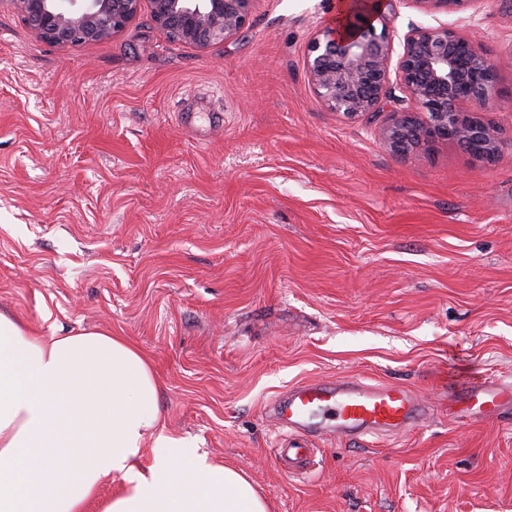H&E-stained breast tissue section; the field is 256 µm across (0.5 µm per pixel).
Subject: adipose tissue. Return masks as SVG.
I'll return each instance as SVG.
<instances>
[{
	"instance_id": "ef3b65f1",
	"label": "adipose tissue",
	"mask_w": 512,
	"mask_h": 512,
	"mask_svg": "<svg viewBox=\"0 0 512 512\" xmlns=\"http://www.w3.org/2000/svg\"><path fill=\"white\" fill-rule=\"evenodd\" d=\"M160 394L125 337L45 340L0 312V512H86L108 479L122 489L101 512H268L243 471L166 432Z\"/></svg>"
}]
</instances>
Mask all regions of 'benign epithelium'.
I'll return each mask as SVG.
<instances>
[{"instance_id":"1","label":"benign epithelium","mask_w":512,"mask_h":512,"mask_svg":"<svg viewBox=\"0 0 512 512\" xmlns=\"http://www.w3.org/2000/svg\"><path fill=\"white\" fill-rule=\"evenodd\" d=\"M9 2L41 39L53 44L110 39L146 5L170 38L205 48L238 35L248 24L253 0ZM416 2L427 11L450 12L466 0ZM349 26V34L318 31L308 47L309 80L330 111L350 120L390 113L383 136L397 153H409L430 139L451 141L486 160L499 153L495 130L461 109L465 101L480 112H492L499 104L497 66L464 30L411 24L395 36L381 10L356 13ZM396 85L400 97L394 94Z\"/></svg>"}]
</instances>
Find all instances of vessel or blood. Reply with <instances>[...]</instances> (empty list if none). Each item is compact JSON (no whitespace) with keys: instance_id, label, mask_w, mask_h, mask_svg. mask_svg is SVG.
Masks as SVG:
<instances>
[{"instance_id":"1","label":"vessel or blood","mask_w":512,"mask_h":512,"mask_svg":"<svg viewBox=\"0 0 512 512\" xmlns=\"http://www.w3.org/2000/svg\"><path fill=\"white\" fill-rule=\"evenodd\" d=\"M447 399L454 412L494 418L512 409V382L476 380L448 392ZM272 410L278 423L293 433H319L340 440L406 430L421 419L425 407L405 386L345 376L292 386L285 399L275 400Z\"/></svg>"}]
</instances>
